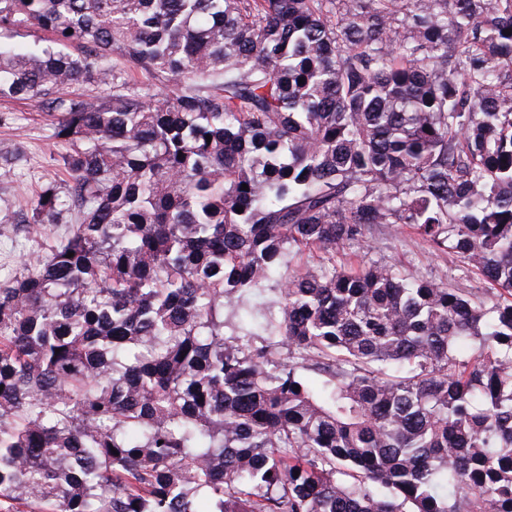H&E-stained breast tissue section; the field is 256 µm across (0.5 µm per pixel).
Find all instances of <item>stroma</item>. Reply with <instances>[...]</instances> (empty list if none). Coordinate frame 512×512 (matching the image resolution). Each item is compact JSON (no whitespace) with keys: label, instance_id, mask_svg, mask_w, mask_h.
I'll return each instance as SVG.
<instances>
[{"label":"stroma","instance_id":"1","mask_svg":"<svg viewBox=\"0 0 512 512\" xmlns=\"http://www.w3.org/2000/svg\"><path fill=\"white\" fill-rule=\"evenodd\" d=\"M1 139L15 143L21 154L16 165L0 166V279H4L21 273L28 259L70 230L69 225L55 224L37 235L14 221L15 213L28 209L42 187L59 180L55 159L69 146L53 138L50 117L37 103L27 100L0 101ZM372 261L395 265L416 278L442 280L465 292L480 293L488 287L462 261L433 252L405 225L369 235L365 245L347 246L337 264L358 269Z\"/></svg>","mask_w":512,"mask_h":512}]
</instances>
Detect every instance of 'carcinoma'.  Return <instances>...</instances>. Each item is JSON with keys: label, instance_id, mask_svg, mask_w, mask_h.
Wrapping results in <instances>:
<instances>
[{"label": "carcinoma", "instance_id": "cac0c4a2", "mask_svg": "<svg viewBox=\"0 0 512 512\" xmlns=\"http://www.w3.org/2000/svg\"><path fill=\"white\" fill-rule=\"evenodd\" d=\"M0 99L72 225L0 281V512H512V0H0ZM395 224L492 288L337 267Z\"/></svg>", "mask_w": 512, "mask_h": 512}]
</instances>
